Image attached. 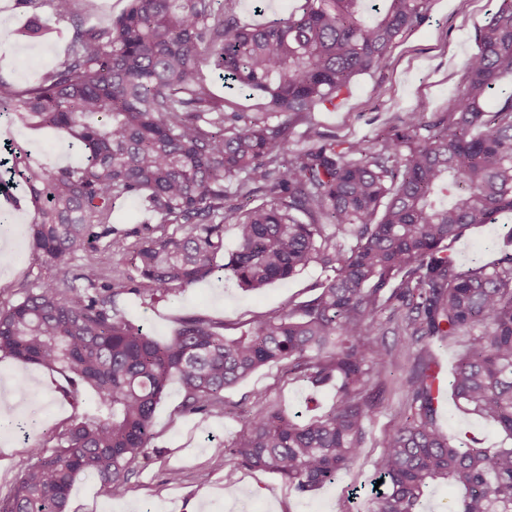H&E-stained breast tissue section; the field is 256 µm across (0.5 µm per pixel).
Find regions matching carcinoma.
Instances as JSON below:
<instances>
[{
  "label": "carcinoma",
  "instance_id": "1",
  "mask_svg": "<svg viewBox=\"0 0 512 512\" xmlns=\"http://www.w3.org/2000/svg\"><path fill=\"white\" fill-rule=\"evenodd\" d=\"M17 2L28 42L48 37L53 19L69 27L62 56L26 89L0 77V119L66 135L84 163L48 166L26 143L4 147L0 195L26 186L30 250L55 278L0 307V358L58 371L93 402L34 449L0 512H66L81 475L122 496L171 381L185 412L222 410L225 390L270 363L314 388L336 384L335 403L298 423L258 393L217 452L230 486L241 468L271 470L304 494L359 454L370 390L402 361L405 401L381 439L370 512H421L438 478L463 487L456 512H512V447L451 443L436 426L437 365L411 353L427 339L465 338L448 389L512 439V253L467 269L448 254L468 228L512 213V89L500 86L512 74V0L479 30L450 111L425 121L419 101L371 141L320 137L293 155L291 129L378 67L426 0H305L300 13L254 27L237 23L235 0H129L106 27L82 22L80 0ZM205 61L224 87L263 93L264 111L228 110L202 77ZM492 92L501 102L488 111ZM134 196L160 217V235L142 238L115 281L128 233L110 217ZM226 222L237 244L224 273L240 287L317 265L326 277L316 293L233 339L224 324L188 315L158 342L125 318L121 295H165L211 275ZM88 251L96 262L79 273Z\"/></svg>",
  "mask_w": 512,
  "mask_h": 512
}]
</instances>
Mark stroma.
Returning a JSON list of instances; mask_svg holds the SVG:
<instances>
[{"mask_svg":"<svg viewBox=\"0 0 512 512\" xmlns=\"http://www.w3.org/2000/svg\"><path fill=\"white\" fill-rule=\"evenodd\" d=\"M302 4L303 0H264L258 12L254 0H237L234 12L240 24L259 25L298 12ZM499 4L500 0H427L422 23L401 38L378 68L354 77L350 94L338 107L314 112L310 121L297 124L289 149H301L313 134L349 141L374 137L421 100L428 102L431 111H448L463 85L464 62L477 50L476 34ZM26 21L27 14L16 0H0V75L20 89L49 69L62 51L56 39L18 43L15 31ZM4 138L30 143L42 161L55 166L84 161L82 153L59 133L0 123V140ZM31 214V204L23 201L10 222L9 236L0 239V254L10 256L9 262L0 263V305L16 301L23 286L41 272L30 254ZM503 227L488 224L469 229L451 243L449 251L465 267L479 258L491 261L504 245ZM324 277L323 270L312 265L286 281L246 290L219 270L174 296H127L122 307L127 319L161 342L173 336L187 315L223 321L225 335L236 336L254 320L288 303L307 300ZM19 371L28 395L37 401L24 412L36 415L43 428L64 426L92 400L91 392L72 390L58 373L36 367L23 370L14 360L0 358V375ZM258 392L266 393L298 422L324 412L336 399L334 386L314 389L293 380L282 367L270 365L225 390L223 411L187 414L182 410L179 384L170 383L154 415L151 445L146 456L136 461L125 494L113 498L98 480L79 477L70 493L75 512H369L368 498H352L351 490L369 483L374 475L381 436L402 402L397 386L389 382L373 387L360 453L335 480L304 494L295 493L268 470H239L231 487L224 481V458L215 449L241 429ZM437 424L458 442L471 435L488 448L507 442L504 433L464 413L452 400ZM36 443V438L17 431L0 433V497L14 490ZM174 470L180 475L176 482L169 479Z\"/></svg>","mask_w":512,"mask_h":512,"instance_id":"35a3bbf8","label":"stroma"}]
</instances>
